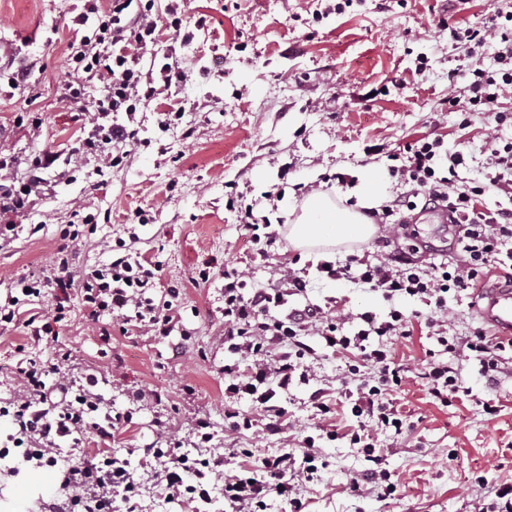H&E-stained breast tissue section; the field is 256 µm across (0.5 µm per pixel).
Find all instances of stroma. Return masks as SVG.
<instances>
[{
    "label": "stroma",
    "instance_id": "stroma-1",
    "mask_svg": "<svg viewBox=\"0 0 512 512\" xmlns=\"http://www.w3.org/2000/svg\"><path fill=\"white\" fill-rule=\"evenodd\" d=\"M335 2L191 0L183 38L166 36L153 48L157 61L177 60L185 79L135 116H112L138 131L122 164L112 168L89 156L73 177L55 168L45 172L46 196L15 216L18 234L0 246V303L14 295L18 279L48 269L74 213H91L96 223L85 225L82 243L71 248L73 273L110 262L118 241L134 240L162 266L158 289L179 290L182 320L167 337L125 332L119 324L92 321L75 295L56 339L33 344L23 322L0 326V408L19 390V359L46 362L57 350L70 351L77 370L100 377L105 409L128 417L112 446L131 449L130 470L143 482L142 449L165 447L171 438L192 448L198 416L208 418L214 435L199 457L230 444L254 452L226 466V474L287 451L315 434L320 422L309 397L324 388L337 410L338 436L321 440L327 467L295 490L304 512H474L476 503L494 500L499 486L512 484V371L491 383L478 360L455 361L474 398L447 406L432 403L425 380L412 374L393 399L415 428L400 435L377 430L375 464L348 438L355 419L341 383L345 361L315 334L306 338L319 353L310 380H293L281 397L286 427L275 434L258 425L235 433L224 417L225 264L248 271L255 287L295 271L306 282L305 301L345 317L348 334L357 331L362 312L381 316L392 307L406 313L419 307L413 298L391 303L355 281L327 279L292 245L259 255L241 208L253 206L272 224L287 225L313 192L356 206V197L326 186V177L337 173L354 187L377 182L383 199L391 200L402 187L389 175L387 151L426 136L463 151L460 178L481 183L489 135L512 141V93L499 100V111L511 115L499 125L466 106L472 60L498 69V43L487 41L471 58L449 34L453 27L482 25L494 10L512 11V0H352L340 14L331 9ZM92 4L0 0V65L27 71L18 88L0 82V156L9 159L4 173L15 181L26 180L41 153L69 159L92 129L98 88L88 87L90 110L83 114L59 98L69 78L70 44L96 27ZM451 95L461 101L458 111L448 109ZM172 106L185 115L160 130V115ZM100 176L106 184L94 188ZM202 271L208 280H199ZM189 384L191 397L184 391ZM139 389L156 392V399L133 402ZM480 397L499 401L500 414L485 415ZM20 454L11 449L0 461V512H41L55 489L44 483L46 469L22 464ZM374 467L397 481L391 498H381L376 484L350 490L357 473Z\"/></svg>",
    "mask_w": 512,
    "mask_h": 512
}]
</instances>
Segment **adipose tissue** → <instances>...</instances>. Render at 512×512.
<instances>
[{"instance_id":"adipose-tissue-1","label":"adipose tissue","mask_w":512,"mask_h":512,"mask_svg":"<svg viewBox=\"0 0 512 512\" xmlns=\"http://www.w3.org/2000/svg\"><path fill=\"white\" fill-rule=\"evenodd\" d=\"M358 207L336 204L329 195L310 194L288 227V237L294 246L307 252L309 259L324 256L325 250L353 239L372 236L375 231L362 215V208H372L380 203L378 191L372 185H364L359 194Z\"/></svg>"}]
</instances>
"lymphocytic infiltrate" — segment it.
I'll return each instance as SVG.
<instances>
[{
    "label": "lymphocytic infiltrate",
    "mask_w": 512,
    "mask_h": 512,
    "mask_svg": "<svg viewBox=\"0 0 512 512\" xmlns=\"http://www.w3.org/2000/svg\"><path fill=\"white\" fill-rule=\"evenodd\" d=\"M133 0H108V7L98 17L94 35L72 48L70 61L80 80L61 89V100L70 110L86 109L85 87L100 85L104 91L97 106V120L92 131L76 150L77 155L106 157L109 166L122 163V155L112 154V144L134 140L135 131L109 122L113 112H137L141 104L155 99L160 87L182 82L184 73L177 64H162L159 70L144 69L145 52L164 35L179 28L183 0H172L165 14L153 13L151 6L136 9ZM451 37L474 50L488 40L501 44V67L489 72L473 67L469 99L474 111L488 112L495 123L507 115L498 111V100L512 90V12H494L481 28L451 29ZM440 139L421 138L390 153L392 177L403 185L401 196L386 202L381 209H368L366 215L380 224L385 235L402 228L401 210H415L418 205L444 207L448 225L460 234L462 255L452 262H432L425 258V246L387 253L382 261L351 254L335 263H321L320 272L330 280L357 279L370 290L382 293L386 300L410 297L421 302V309L404 313L393 308L385 316L361 313V325L353 335L343 334L339 323L328 319L320 308L290 307L292 297L302 295L305 282L296 273H288L266 286L251 288L243 270H224V347L235 354L224 372V416L231 430L251 429L263 420L266 430L279 431L288 419V411L279 395L286 392L294 378H307L304 365L315 350L306 343L309 331H316L323 341L331 342L334 352L346 361L343 384L351 414L358 424L350 434L351 444L364 454H373L377 446L374 427L402 432L405 419L394 407L391 394L400 389L407 377V364L396 361L389 348L393 338L410 336L413 320L424 319L436 330V341L444 352L458 358H478L484 377L495 379L506 364L505 342L493 340L483 328L465 335L448 333L441 316L448 310L449 292H463L485 273L488 267L512 261V213L492 212L484 208L482 197L487 189L512 195V142H491L487 186H467L456 182L457 170L465 163L462 151H442ZM57 155L43 153L32 160L23 185L0 178V240L14 236L15 225L4 218L36 206L45 196V169L53 166ZM52 275L20 283L21 295L9 305L0 306V324L12 323L22 304L40 298L43 288H57L56 303L50 315H31L25 322L32 341L52 335L56 323L65 317L70 288H77L87 314L99 318L109 313L125 324H135L155 335L170 336L181 319L178 291L172 290L163 302L151 295L156 286L159 265L129 246L107 264L74 276L70 270L67 248H60L52 261ZM62 353L59 362L45 364L24 360L17 368L20 390L12 402V422L31 448L28 461L35 467H58L61 443L75 439L87 419L100 410L95 391L98 379L70 380L61 365L69 361ZM369 369L371 378H362L361 369ZM430 397L441 405L469 396L456 368L439 360L434 351H426L421 373ZM249 399L252 413L241 412L238 403ZM121 424L120 418L105 417L96 423V435L103 447L97 453L83 454L65 467H58L61 490H75V502L83 512H142L140 489L131 472L128 455L109 449L108 444ZM301 453L285 452L259 458L248 475H230L224 479L226 512H265L271 496H279L291 512H302L303 504L293 498L296 482L311 480L320 448L314 436H306ZM145 456L155 465L150 480L165 501L179 498L208 502V487L213 474L226 466L236 449L205 459L190 458L181 445L148 448Z\"/></svg>",
    "instance_id": "f902f5d3"
}]
</instances>
